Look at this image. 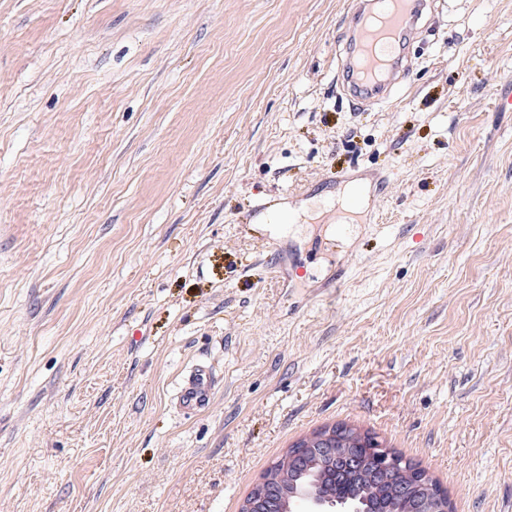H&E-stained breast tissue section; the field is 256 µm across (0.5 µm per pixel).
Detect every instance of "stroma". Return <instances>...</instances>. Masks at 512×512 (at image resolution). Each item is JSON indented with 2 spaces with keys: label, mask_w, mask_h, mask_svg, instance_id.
<instances>
[{
  "label": "stroma",
  "mask_w": 512,
  "mask_h": 512,
  "mask_svg": "<svg viewBox=\"0 0 512 512\" xmlns=\"http://www.w3.org/2000/svg\"><path fill=\"white\" fill-rule=\"evenodd\" d=\"M351 6L0 0V512H239L338 423L512 512V0L360 111ZM215 393V380L207 366L198 365L182 384L176 406L184 413L208 408Z\"/></svg>",
  "instance_id": "1"
}]
</instances>
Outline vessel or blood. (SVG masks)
<instances>
[{
    "mask_svg": "<svg viewBox=\"0 0 512 512\" xmlns=\"http://www.w3.org/2000/svg\"><path fill=\"white\" fill-rule=\"evenodd\" d=\"M433 0H356L349 47L340 57L336 82L352 105L363 109L386 103L409 72L405 47ZM215 380L197 366L182 384L177 407L186 413L208 408Z\"/></svg>",
    "mask_w": 512,
    "mask_h": 512,
    "instance_id": "vessel-or-blood-1",
    "label": "vessel or blood"
}]
</instances>
